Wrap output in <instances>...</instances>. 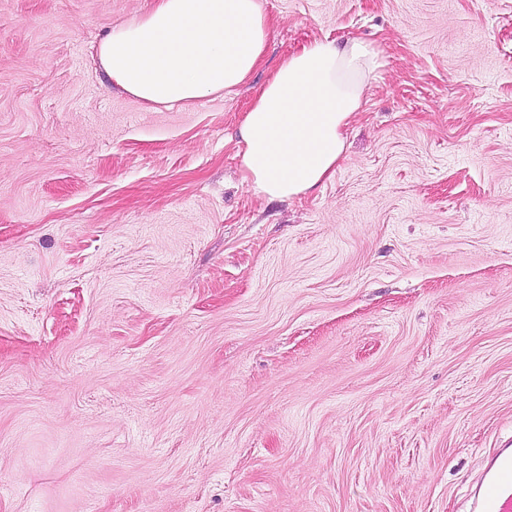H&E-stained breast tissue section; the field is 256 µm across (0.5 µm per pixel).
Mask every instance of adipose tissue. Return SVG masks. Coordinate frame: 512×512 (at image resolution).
I'll return each instance as SVG.
<instances>
[{
    "instance_id": "1",
    "label": "adipose tissue",
    "mask_w": 512,
    "mask_h": 512,
    "mask_svg": "<svg viewBox=\"0 0 512 512\" xmlns=\"http://www.w3.org/2000/svg\"><path fill=\"white\" fill-rule=\"evenodd\" d=\"M268 30L263 0H156L141 18L109 30L97 57L123 92L171 106L246 83ZM379 67L360 40L325 37L288 54L239 128L249 190L292 198L333 178Z\"/></svg>"
}]
</instances>
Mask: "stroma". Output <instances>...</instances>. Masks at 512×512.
Wrapping results in <instances>:
<instances>
[{
    "label": "stroma",
    "mask_w": 512,
    "mask_h": 512,
    "mask_svg": "<svg viewBox=\"0 0 512 512\" xmlns=\"http://www.w3.org/2000/svg\"><path fill=\"white\" fill-rule=\"evenodd\" d=\"M153 0H0V512H467L512 442V0H265L173 107L95 56ZM381 77L335 175L242 181L279 62Z\"/></svg>",
    "instance_id": "stroma-1"
}]
</instances>
